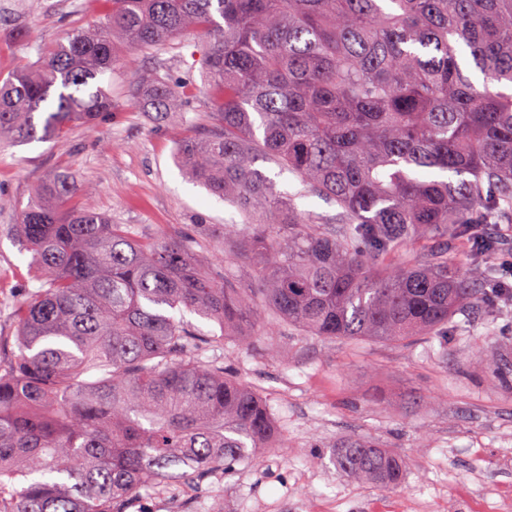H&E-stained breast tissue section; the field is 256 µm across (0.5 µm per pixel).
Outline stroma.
I'll use <instances>...</instances> for the list:
<instances>
[{"mask_svg": "<svg viewBox=\"0 0 512 512\" xmlns=\"http://www.w3.org/2000/svg\"><path fill=\"white\" fill-rule=\"evenodd\" d=\"M110 0H0V79L38 59L39 47L66 42L76 28L102 24ZM160 72L187 86L185 111L155 121L130 89ZM210 77L196 35L171 39L112 72V115L72 126L51 142H0V338L17 332L15 308L37 291L12 226L31 192L58 174L81 187V207L107 214L142 240L189 241L193 252L238 288L259 282L233 262L224 227L236 208L185 177L175 147L213 122ZM279 190L297 194L312 219L333 223L334 201L301 195L300 182L267 164ZM213 341L204 355L222 361L266 402L279 441L194 483L143 494L141 512H512V305L462 314L465 330L412 344L330 340L270 320L241 342L186 313ZM377 441L400 456L405 482L396 491L351 481L336 450Z\"/></svg>", "mask_w": 512, "mask_h": 512, "instance_id": "stroma-1", "label": "stroma"}]
</instances>
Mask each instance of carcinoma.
Masks as SVG:
<instances>
[{
	"label": "carcinoma",
	"mask_w": 512,
	"mask_h": 512,
	"mask_svg": "<svg viewBox=\"0 0 512 512\" xmlns=\"http://www.w3.org/2000/svg\"><path fill=\"white\" fill-rule=\"evenodd\" d=\"M94 31L39 50L0 83V139L47 141L112 115L100 78L188 31L216 115L177 145L191 181L246 220L237 254L260 287L235 288L176 241H142L72 203L63 175L34 190L15 235L41 283L15 310L0 363V512H129L141 493L231 470L275 437L263 399L200 359L176 316L251 336L271 313L312 336L400 343L446 336L481 307L488 224L512 222V0H109ZM467 56L483 75L465 74ZM147 112L181 111L156 72ZM336 202L313 220L256 168ZM444 237L408 259L409 243ZM355 479L395 488L402 462L375 442L336 450Z\"/></svg>",
	"instance_id": "cac0c4a2"
}]
</instances>
